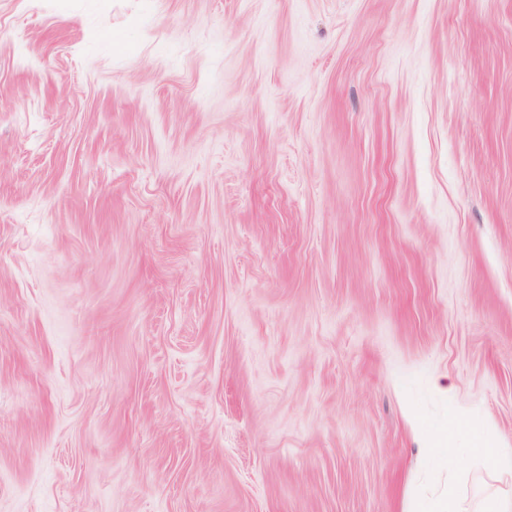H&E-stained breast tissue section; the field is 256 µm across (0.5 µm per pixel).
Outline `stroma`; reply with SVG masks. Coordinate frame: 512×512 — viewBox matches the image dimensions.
Here are the masks:
<instances>
[{
    "label": "stroma",
    "instance_id": "stroma-1",
    "mask_svg": "<svg viewBox=\"0 0 512 512\" xmlns=\"http://www.w3.org/2000/svg\"><path fill=\"white\" fill-rule=\"evenodd\" d=\"M479 433L512 0H0V512L512 496ZM456 439L457 433L454 430H440L434 434L432 448H429L431 455L441 460L449 469H451L454 464L452 448L455 447Z\"/></svg>",
    "mask_w": 512,
    "mask_h": 512
}]
</instances>
